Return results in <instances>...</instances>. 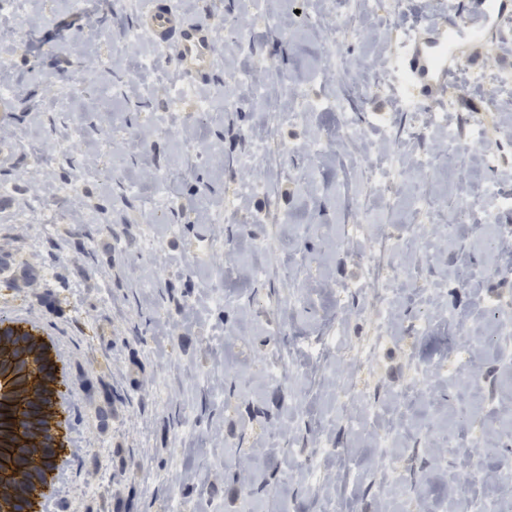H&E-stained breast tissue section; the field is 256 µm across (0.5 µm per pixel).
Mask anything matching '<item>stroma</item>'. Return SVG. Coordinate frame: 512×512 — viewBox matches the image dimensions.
Masks as SVG:
<instances>
[{
  "mask_svg": "<svg viewBox=\"0 0 512 512\" xmlns=\"http://www.w3.org/2000/svg\"><path fill=\"white\" fill-rule=\"evenodd\" d=\"M155 3L209 26L205 74L186 75L150 35L130 45ZM454 3L0 10V142L13 149L0 165L13 200L0 257L18 281L0 288V318L37 323L71 372L74 451L46 512H113L119 498L132 512H512V335L499 309L512 303V237L495 253L483 238L488 218L512 230V84L494 80L512 74V6L480 44L458 47L434 102L382 83ZM227 17L242 41L223 43ZM146 56L154 64L139 68ZM259 57L276 65L260 99L231 81ZM186 79L200 96L226 84L232 107L163 108ZM303 95L323 105L296 121ZM448 102L450 129L433 126L427 113ZM452 132L467 146L453 170ZM396 159L389 187L368 177ZM162 172L169 209L153 183ZM263 179L269 191L244 190ZM475 196L480 212L461 222ZM408 225L423 239H404ZM216 237L223 252L208 247ZM462 265L480 279L460 282ZM285 348L290 369L267 376ZM448 430L458 447H442ZM476 456L486 479L469 476ZM309 458L320 481L300 467Z\"/></svg>",
  "mask_w": 512,
  "mask_h": 512,
  "instance_id": "stroma-1",
  "label": "stroma"
}]
</instances>
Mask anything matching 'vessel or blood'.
Listing matches in <instances>:
<instances>
[{"label":"vessel or blood","instance_id":"b4317fda","mask_svg":"<svg viewBox=\"0 0 512 512\" xmlns=\"http://www.w3.org/2000/svg\"><path fill=\"white\" fill-rule=\"evenodd\" d=\"M502 9L501 0H460L458 10L463 13V20L442 26L438 39L415 48L407 68L425 99H433L437 85L451 75L442 51L453 50L465 39L479 43ZM139 26L161 47L172 51L185 71L201 73L207 69L211 45L205 26L187 22L177 10L167 6L142 13Z\"/></svg>","mask_w":512,"mask_h":512}]
</instances>
